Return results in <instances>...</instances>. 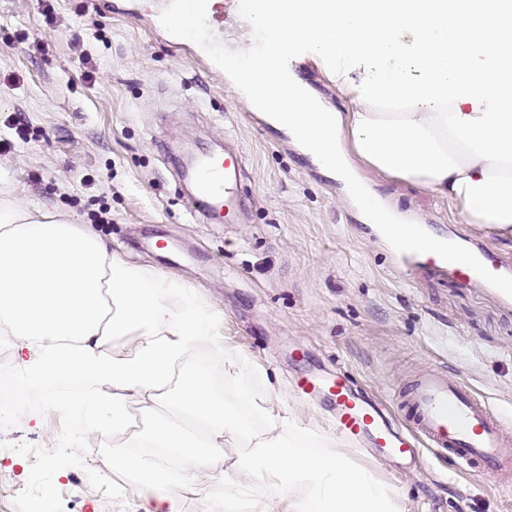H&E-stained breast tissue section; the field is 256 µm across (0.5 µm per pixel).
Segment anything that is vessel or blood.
Returning <instances> with one entry per match:
<instances>
[{"instance_id":"1","label":"vessel or blood","mask_w":512,"mask_h":512,"mask_svg":"<svg viewBox=\"0 0 512 512\" xmlns=\"http://www.w3.org/2000/svg\"><path fill=\"white\" fill-rule=\"evenodd\" d=\"M159 9L153 25L175 49H190L193 56L216 76L224 74V0H195V38L184 43L182 30L173 21L183 0H156ZM239 151L206 152L188 164L195 187V211L203 221L237 223L242 194ZM459 272L468 279L497 282L496 268L478 257L459 260ZM302 395L315 398L328 393L335 403L334 425L365 450L387 449L398 457H414L417 440H425L440 457L459 468L483 469L489 474L512 471V435L506 422L484 400L476 398L461 381L429 371L411 383L403 411L409 431H398L388 422L381 404L360 396L343 371L306 376L299 382Z\"/></svg>"}]
</instances>
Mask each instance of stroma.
<instances>
[{
    "mask_svg": "<svg viewBox=\"0 0 512 512\" xmlns=\"http://www.w3.org/2000/svg\"><path fill=\"white\" fill-rule=\"evenodd\" d=\"M55 21L47 23L46 6ZM150 0H0V186L31 207L91 225L112 252L196 287L222 310L216 348L194 353L227 401L224 354L246 356L253 388L289 417L298 444L324 451L335 427L294 383L342 369L356 389L402 415L414 377L466 382L512 419V295L403 255L362 223L340 182L287 136L256 121L227 83L172 49L143 19ZM96 71L87 81V68ZM22 116L26 139L10 120ZM232 139L244 155L248 218L196 221L178 165ZM365 180L424 228L479 250L512 279V239L462 222L426 191ZM110 212L92 224L100 202ZM0 421V512H144L111 443L86 438L54 410ZM338 448L393 488L403 512H512V488L459 472L424 451L414 464Z\"/></svg>",
    "mask_w": 512,
    "mask_h": 512,
    "instance_id": "obj_1",
    "label": "stroma"
}]
</instances>
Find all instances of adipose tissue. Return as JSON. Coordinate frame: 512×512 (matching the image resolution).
Returning a JSON list of instances; mask_svg holds the SVG:
<instances>
[{
  "mask_svg": "<svg viewBox=\"0 0 512 512\" xmlns=\"http://www.w3.org/2000/svg\"><path fill=\"white\" fill-rule=\"evenodd\" d=\"M238 10L252 28L286 35L348 101L347 112L334 110L297 67L278 69L249 46L226 57L250 109L274 114V128L321 172L368 200L364 223H380L390 241L410 237L421 256L443 241L410 232L395 208L371 200L358 174L367 168L446 200L463 223L512 236V0H303L263 15L240 0ZM221 319L193 285L131 265L64 214L0 195V335L26 384L101 385L89 396L57 393L50 406L81 418L87 436L114 438L112 465L137 475L145 512L179 505L160 493L161 461L120 440L135 412L142 445L183 458L186 483L223 474L224 512H245L246 475L278 489L274 512H399L394 491L339 451L311 455L285 441L291 423L254 393L246 357L225 356L224 377L263 413L259 432L207 370L185 368L190 353L214 346ZM132 336L136 350L123 352ZM234 440L248 451L233 459L223 448Z\"/></svg>",
  "mask_w": 512,
  "mask_h": 512,
  "instance_id": "1",
  "label": "adipose tissue"
}]
</instances>
